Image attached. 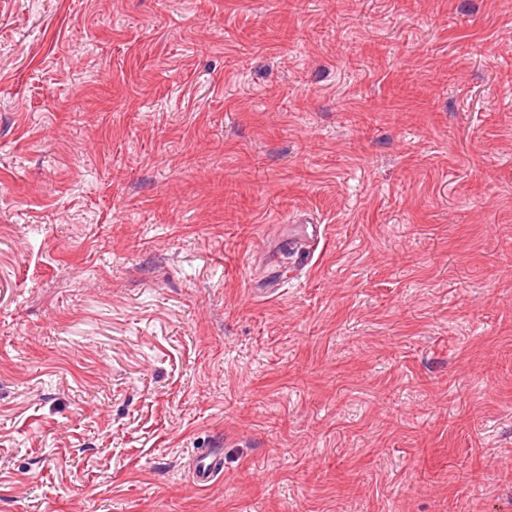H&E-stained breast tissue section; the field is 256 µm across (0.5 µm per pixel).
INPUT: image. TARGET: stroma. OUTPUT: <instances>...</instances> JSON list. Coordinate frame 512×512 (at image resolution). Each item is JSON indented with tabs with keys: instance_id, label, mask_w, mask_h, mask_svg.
Returning <instances> with one entry per match:
<instances>
[{
	"instance_id": "obj_1",
	"label": "stroma",
	"mask_w": 512,
	"mask_h": 512,
	"mask_svg": "<svg viewBox=\"0 0 512 512\" xmlns=\"http://www.w3.org/2000/svg\"><path fill=\"white\" fill-rule=\"evenodd\" d=\"M0 512H512V0H0ZM191 455L192 483L195 487L207 488L223 474V448H196Z\"/></svg>"
}]
</instances>
